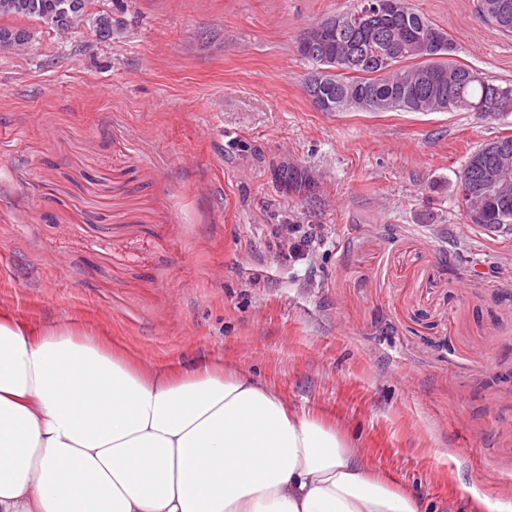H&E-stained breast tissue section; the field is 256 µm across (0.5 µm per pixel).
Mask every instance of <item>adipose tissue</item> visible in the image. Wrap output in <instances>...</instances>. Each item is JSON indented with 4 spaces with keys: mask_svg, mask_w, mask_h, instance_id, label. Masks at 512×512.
I'll return each instance as SVG.
<instances>
[{
    "mask_svg": "<svg viewBox=\"0 0 512 512\" xmlns=\"http://www.w3.org/2000/svg\"><path fill=\"white\" fill-rule=\"evenodd\" d=\"M342 422L238 366L168 372L0 312V512H426Z\"/></svg>",
    "mask_w": 512,
    "mask_h": 512,
    "instance_id": "1",
    "label": "adipose tissue"
}]
</instances>
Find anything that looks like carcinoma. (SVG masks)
<instances>
[{"label":"carcinoma","mask_w":512,"mask_h":512,"mask_svg":"<svg viewBox=\"0 0 512 512\" xmlns=\"http://www.w3.org/2000/svg\"><path fill=\"white\" fill-rule=\"evenodd\" d=\"M92 0H0V19L34 18L65 31L89 26L100 39L112 38L121 21L106 10L88 11ZM350 10L330 16L304 30L297 52L327 69L331 107L314 103L320 112H445L468 110L486 120L512 112V90L503 93L476 70L448 60L454 44L448 33L409 6L408 0H379L369 21ZM482 16L500 32L512 34V0H480ZM25 32L0 26V48L20 47ZM512 156V136H503L475 149L457 176L455 188L468 223L500 235L512 224V194L483 197L478 192L485 170L498 156Z\"/></svg>","instance_id":"cac0c4a2"}]
</instances>
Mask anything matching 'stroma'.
Masks as SVG:
<instances>
[{"instance_id":"stroma-1","label":"stroma","mask_w":512,"mask_h":512,"mask_svg":"<svg viewBox=\"0 0 512 512\" xmlns=\"http://www.w3.org/2000/svg\"><path fill=\"white\" fill-rule=\"evenodd\" d=\"M354 3L93 0L109 39L12 20L0 309L160 372L234 362L345 422L429 512H512V237L468 228L454 190L512 114L317 111L297 37ZM408 3L512 83L478 0Z\"/></svg>"}]
</instances>
